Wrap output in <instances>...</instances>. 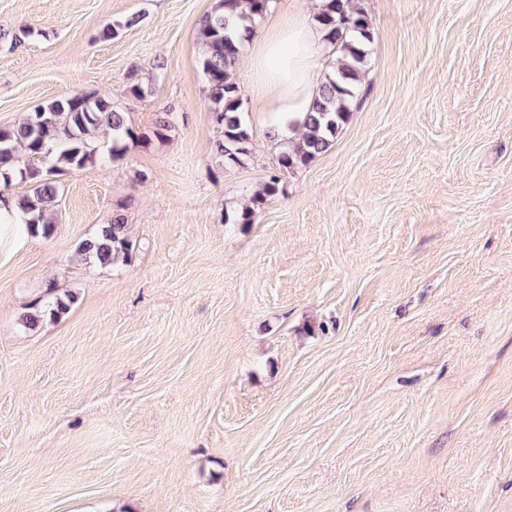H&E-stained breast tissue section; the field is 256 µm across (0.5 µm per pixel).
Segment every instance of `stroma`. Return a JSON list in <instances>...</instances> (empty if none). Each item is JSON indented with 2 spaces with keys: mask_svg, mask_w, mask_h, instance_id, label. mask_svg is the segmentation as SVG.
Segmentation results:
<instances>
[{
  "mask_svg": "<svg viewBox=\"0 0 512 512\" xmlns=\"http://www.w3.org/2000/svg\"><path fill=\"white\" fill-rule=\"evenodd\" d=\"M218 3L0 0V128L76 93L176 114L64 176L51 237L0 227V512H512V0H360L351 118L250 224L281 147L245 58L252 156L212 151ZM115 212L130 258L84 261ZM50 287L77 302L25 330ZM281 183V176L272 174L268 180L259 188L254 194L251 195L250 203L241 210L234 211L231 214H224L225 223L232 224H250L254 222L255 206L266 202L270 198H274L279 193V185ZM231 221V222H230Z\"/></svg>",
  "mask_w": 512,
  "mask_h": 512,
  "instance_id": "obj_1",
  "label": "stroma"
}]
</instances>
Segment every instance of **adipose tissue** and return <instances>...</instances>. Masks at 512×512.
Masks as SVG:
<instances>
[{"mask_svg":"<svg viewBox=\"0 0 512 512\" xmlns=\"http://www.w3.org/2000/svg\"><path fill=\"white\" fill-rule=\"evenodd\" d=\"M323 0L307 12L294 10L275 17L255 42L251 92L269 115L271 131L295 137L317 85L319 53L325 31L317 20Z\"/></svg>","mask_w":512,"mask_h":512,"instance_id":"obj_1","label":"adipose tissue"}]
</instances>
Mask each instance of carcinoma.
Wrapping results in <instances>:
<instances>
[{
	"mask_svg": "<svg viewBox=\"0 0 512 512\" xmlns=\"http://www.w3.org/2000/svg\"><path fill=\"white\" fill-rule=\"evenodd\" d=\"M271 2L220 0L197 33L200 64L208 84L204 106L222 133V138L213 144V152L228 168L244 165L251 156L253 130L244 116V99L234 73L246 43L256 34ZM140 19V15L133 14L123 21L108 23L101 28L99 38L115 39L123 30L137 25ZM318 20L337 59L328 62L319 78L300 137L283 143L277 157L278 173L270 175L251 195L249 205L224 214L226 224L254 223L255 206L279 193L281 175L306 166L325 153L350 119L358 96L360 73L374 37L373 23L360 7L359 0H325ZM126 91L137 100L153 93L151 85L144 84L133 74ZM172 125V114L160 112L152 134L138 133L131 126L128 113L114 105L112 99L100 95L76 94L42 105L17 125L0 129V195L6 194L17 176L29 184V190L18 196L19 205L31 215L27 222L29 230L48 237L54 232L53 215L61 177L96 165L99 132L112 134V156L118 157L153 137L166 136ZM24 157L28 164L22 166L20 162ZM132 250L129 227L121 214L113 215L79 246L86 260L104 268L127 261ZM77 299L72 290L49 288L47 297L28 305L21 316V325L28 331H35L48 320L57 321L69 312Z\"/></svg>",
	"mask_w": 512,
	"mask_h": 512,
	"instance_id": "obj_1",
	"label": "carcinoma"
}]
</instances>
